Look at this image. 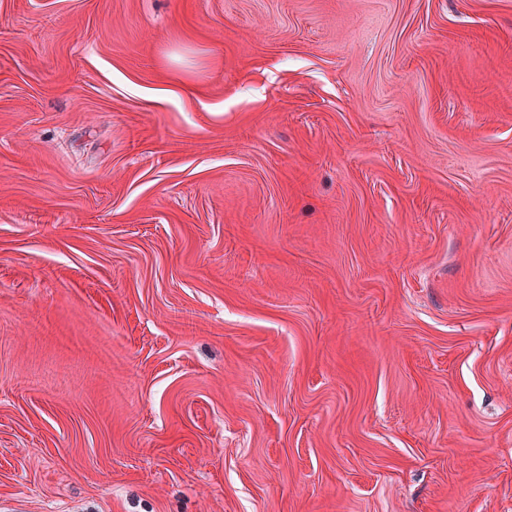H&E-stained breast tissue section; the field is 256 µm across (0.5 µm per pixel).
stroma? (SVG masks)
Returning a JSON list of instances; mask_svg holds the SVG:
<instances>
[{
	"label": "stroma",
	"mask_w": 512,
	"mask_h": 512,
	"mask_svg": "<svg viewBox=\"0 0 512 512\" xmlns=\"http://www.w3.org/2000/svg\"><path fill=\"white\" fill-rule=\"evenodd\" d=\"M0 512H512V0H0Z\"/></svg>",
	"instance_id": "stroma-1"
}]
</instances>
